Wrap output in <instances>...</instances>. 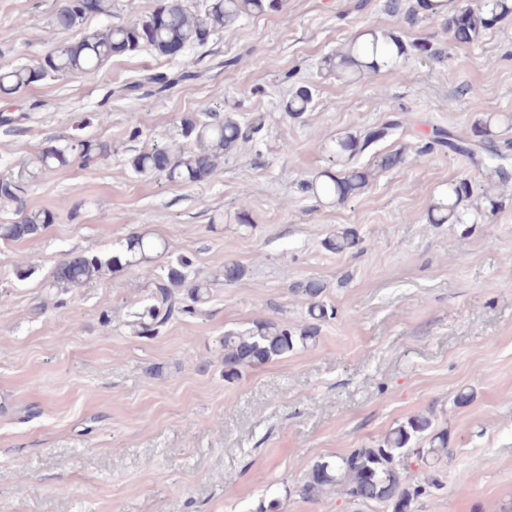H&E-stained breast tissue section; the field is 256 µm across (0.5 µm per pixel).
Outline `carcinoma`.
<instances>
[{"mask_svg": "<svg viewBox=\"0 0 512 512\" xmlns=\"http://www.w3.org/2000/svg\"><path fill=\"white\" fill-rule=\"evenodd\" d=\"M272 0H205L203 12L183 5L181 0H161L151 13L132 22L105 30L83 33L80 38L56 47L49 73L58 76L87 74L102 68L112 60V47L121 43L127 52L134 53L149 47L161 55L168 46L177 43L183 48L201 45V34L214 36L224 27L244 15L260 14L271 8ZM430 14L446 16L448 33L458 42L470 43L484 31L512 16V0L477 2L471 7L456 10L451 0H425ZM495 23H490V15ZM87 14L80 11L77 0H64L55 17L61 29H72ZM406 47L399 36L390 31L367 28L353 36L347 51L326 60L329 70L353 75L364 70L396 64ZM31 84L30 69L0 67V93L9 95ZM313 94L300 88L284 103V111L291 117H300L309 111ZM512 118H500L491 113L479 120L483 140L473 144L457 138L452 132L437 129L432 142L463 155L482 167L484 181L489 188L512 182V157L506 153L510 145L500 146L495 128L507 125ZM264 125V117H256L250 124L240 123L235 115H206L183 121V136L192 141L187 148H155L140 152L130 160L131 169L145 176H162L179 184H197L207 180L224 156L240 143L253 137ZM402 122L394 115L384 122L356 134H348L337 141L336 170L317 173L306 183V189L321 201L344 202L363 194L377 177L400 164L404 154L395 152L381 156L371 167L350 164L353 156L364 153L377 143L393 138ZM108 155L107 146L87 139L72 138L65 145L43 149L33 161L39 172L65 166L73 159L88 161L93 156ZM23 186L18 179L0 181V197L22 202ZM470 186L466 181L450 182L434 198L429 219L433 224H476L484 213L469 204ZM54 221L49 210L24 213L18 222L0 224V240L21 242L40 235ZM357 234L349 227H338L326 241L329 250L337 253L354 248ZM168 251L166 240L155 234H137L112 253L85 250L76 253L52 273V282L62 292H69L98 279L105 271H116L158 261ZM192 261L179 257L163 267L152 283L147 302L136 313L130 324L132 334L151 339L162 332L172 320L183 315H196L210 297L211 282L191 274ZM324 284L309 281L294 288L306 305V318L300 325L277 321H258L245 329L226 330L221 338L224 348V381L231 383L243 370L280 359L304 348L315 346L319 323L336 317V310L323 300ZM448 456L447 431L437 428L427 414L409 417L394 427L379 443L356 448L348 454L335 455L316 461L301 488L305 497H313L332 488L340 489L362 504L377 503L390 512H413L417 499L426 493L434 481H417L411 465L432 468Z\"/></svg>", "mask_w": 512, "mask_h": 512, "instance_id": "carcinoma-1", "label": "carcinoma"}]
</instances>
